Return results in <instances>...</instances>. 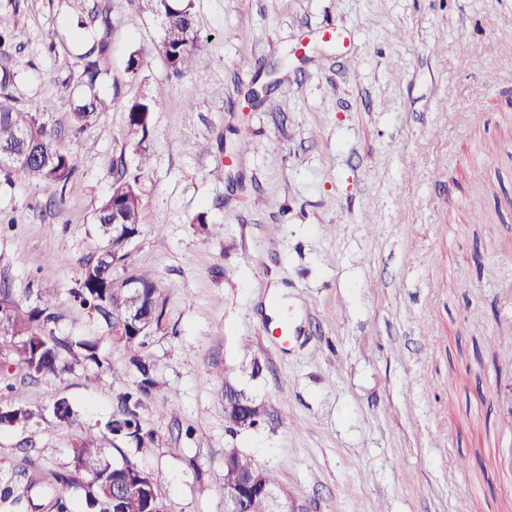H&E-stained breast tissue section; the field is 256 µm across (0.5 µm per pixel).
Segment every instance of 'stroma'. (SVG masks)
Here are the masks:
<instances>
[{
    "label": "stroma",
    "mask_w": 512,
    "mask_h": 512,
    "mask_svg": "<svg viewBox=\"0 0 512 512\" xmlns=\"http://www.w3.org/2000/svg\"><path fill=\"white\" fill-rule=\"evenodd\" d=\"M192 4L205 41L177 76L152 0H0L14 93L77 179L63 193L0 174L15 221L0 277L22 302L55 295L59 331L95 330L68 296L104 245L94 213L116 162L137 163L125 107L148 100L147 222L127 264L161 288L145 354L162 386L144 416L156 446L130 460L165 512H224L230 448L275 472L287 512H512L494 398L512 393V0ZM92 10L123 19L100 61L112 109L75 132L57 86L81 81L76 19ZM328 25L350 45L321 40ZM102 349L95 384L14 371L0 405L64 397L78 417L0 431L1 483L54 486L113 412L136 373ZM228 384L263 407L257 427L228 429Z\"/></svg>",
    "instance_id": "stroma-1"
}]
</instances>
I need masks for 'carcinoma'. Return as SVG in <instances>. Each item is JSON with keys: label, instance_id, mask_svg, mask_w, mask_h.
<instances>
[{"label": "carcinoma", "instance_id": "1", "mask_svg": "<svg viewBox=\"0 0 512 512\" xmlns=\"http://www.w3.org/2000/svg\"><path fill=\"white\" fill-rule=\"evenodd\" d=\"M155 10L163 19V36L158 51L168 67L179 75L195 63L203 45L202 27L193 12L191 0H154ZM107 50V42L94 39L85 47L84 91L72 109L73 126L81 130L92 124L103 112L112 108V101L96 89L99 78L96 57ZM14 72L9 58L0 55V150L13 151L20 147L16 132L23 129L27 145L38 159L1 167L18 181L53 185L65 194L74 181L76 167L73 158L56 146L55 130L49 126L45 113L28 112L17 105L10 93ZM151 103L135 99L126 107V138L142 145L150 134ZM148 156L140 154L135 171L124 172L112 184L110 193L96 212L99 233L106 246L82 265L77 288L70 292L75 305L85 310L100 325L104 336L96 332L82 335L63 334L56 330L60 320L57 302L50 294L37 295L36 301L24 305L13 297L12 289L0 284V333L17 340L0 351V380L14 365L24 367L32 377H59L77 367H94L100 379L107 359L101 351L103 337L121 343L129 354V363L137 372L132 386L116 396L115 411L99 425V432L112 436V441L128 445L137 454H146L155 444V435L145 429L143 415L150 407L153 392L161 386L155 371L143 355L153 327L164 315L160 289L154 275L148 271L134 272L126 267V244L141 233L146 216L142 201L143 171ZM128 280L138 288L126 291L121 285ZM246 412L250 423L256 424L264 411L243 391L224 405L229 427L239 425V413ZM38 413L27 406H12L0 414V429L27 426ZM53 422L69 425L76 411L64 398L52 404ZM253 460L233 451L231 463L224 468V486L233 488L254 470ZM56 488L45 493L46 504H35L31 497L37 485L30 479L22 488L6 485L0 489V502L22 508L30 503L37 512H164L158 486L150 473L128 460L111 463L103 451L84 442L74 451L70 468L54 475Z\"/></svg>", "mask_w": 512, "mask_h": 512}]
</instances>
